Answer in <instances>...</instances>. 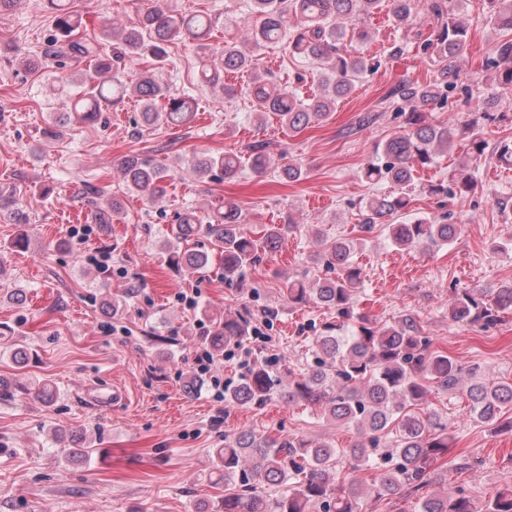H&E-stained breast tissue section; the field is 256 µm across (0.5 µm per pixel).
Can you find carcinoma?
<instances>
[{
    "label": "carcinoma",
    "instance_id": "carcinoma-1",
    "mask_svg": "<svg viewBox=\"0 0 512 512\" xmlns=\"http://www.w3.org/2000/svg\"><path fill=\"white\" fill-rule=\"evenodd\" d=\"M47 2L59 38L48 41L43 55L22 60L24 70L38 72L48 59L59 57L56 46L60 41L70 60L89 62L78 83L79 91L66 94L63 100L66 112L43 129L50 142L60 136V123L72 119L94 122L127 95L137 98L140 105L135 129L139 135L145 128L186 124L192 96L171 91L157 79L156 69L165 64L168 45L187 37L198 41L201 77L207 86L231 97L236 90L224 84V76H249L247 92L257 119L273 114L290 131L321 124L330 117L336 101L352 92L355 76L378 69V60L357 49L372 39L373 33L365 25L368 19L385 9L395 22L421 13L430 16L431 33L422 46L432 58L435 72L426 82L403 81L383 95L405 117V130L378 145L362 170L367 182H387L392 190L359 202V231L370 234L383 226L391 244L401 249L450 244L459 234V225L431 217L400 220L409 211L418 187V169L433 164L454 147L455 132L446 124L426 122L425 110L448 106V99L455 94L461 95L464 103L472 98V90L461 82L458 70L469 31L451 7V0H247L248 10L261 17L252 32V47L241 49L229 35L219 51L205 43L213 30L208 14L153 8L134 24L112 26L108 52L97 38L79 31L81 21L67 0ZM487 9L494 25L512 33V3L487 0ZM285 40L290 54L327 64L328 74L316 96L298 98L263 67L262 50ZM142 56L151 57L153 67L142 71L136 81H126V61ZM489 66L499 70L502 87H512V38L499 43ZM270 166L268 145L260 141L247 144L240 153H208L188 160V168L203 181L222 182L246 169L264 173ZM119 171L129 192L143 195L154 205L163 202L169 180L178 173L137 154L125 157ZM473 185L464 164L448 184L429 185L427 192L459 198ZM119 210L116 198H106L96 204L92 223L110 224ZM240 217L241 211L233 203L204 214L188 211L161 239L159 251L169 255L185 277L203 271L216 256L223 261L224 282L241 283L250 267L279 247L287 227L268 224L253 232L242 225ZM193 236L206 239L210 249L183 248ZM352 253V242L332 241L317 257L330 276L309 283L284 281L282 292L289 303L312 302L336 313V320L324 322L315 337L307 368L285 389L273 370L257 365L224 394V400L261 406L278 397L288 404L308 405L329 422L355 428L363 440L345 449L329 443L313 445L290 433L272 437L244 430L228 436L224 447L214 450L215 472L224 483L218 512H361V502L369 493L379 498L407 497L430 483L440 485L441 490L419 497L414 512H512L509 488L478 507L464 488L448 487L447 474L441 470L449 448L448 423L436 412L415 411L427 399L424 381L434 380L443 390L461 389L468 399L469 416L478 423L494 425L502 410L512 407V384L489 382L480 365L465 366L433 349L431 339L411 317L381 325L355 311L354 295L363 284V269L352 260ZM139 288V283L132 281L124 298L112 300V316L126 310L127 298L136 296ZM509 312L512 285L488 294L456 288L448 317L456 323L486 327ZM252 319L249 310L226 316L201 341L216 353L238 345L248 336ZM32 388L43 403L52 402V382L37 380ZM342 457L352 460L353 469L366 461L374 471L371 482H358L349 472L338 473L337 462ZM265 486L277 487L281 493L270 497L263 491Z\"/></svg>",
    "mask_w": 512,
    "mask_h": 512
}]
</instances>
